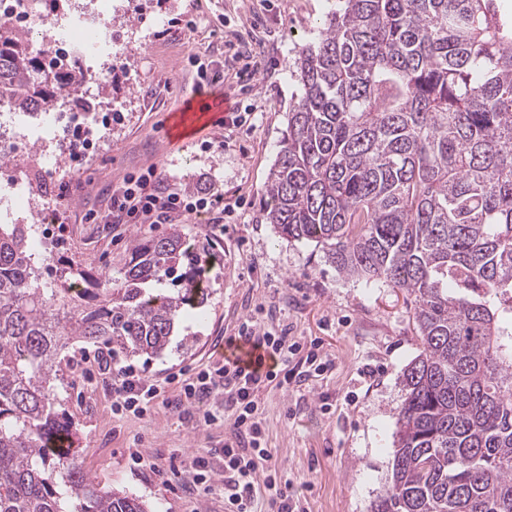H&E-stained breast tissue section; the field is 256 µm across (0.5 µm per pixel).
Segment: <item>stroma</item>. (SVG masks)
<instances>
[{
    "mask_svg": "<svg viewBox=\"0 0 512 512\" xmlns=\"http://www.w3.org/2000/svg\"><path fill=\"white\" fill-rule=\"evenodd\" d=\"M336 0H124L116 27L123 59L104 90L121 109L102 150L75 172H36L54 206L53 223L30 235L40 283L60 285L68 264L85 276H119L133 241L171 228L214 255L204 304L182 316L170 345L158 356L115 352L116 362L164 383L176 398L182 372L216 361L218 345L242 322L259 331L287 329L302 346L318 344L331 361L323 372L287 387L271 382L258 392L266 447L279 481L289 483L303 512H370L391 482L396 419L404 399L403 372L422 351L405 290L380 280L340 273L322 246L291 243L266 221L265 186L287 132L288 105L301 93L294 62L313 41ZM195 21L185 37L187 21ZM218 76L231 106L250 104L240 127L203 129L187 142L168 140L164 119L180 110L199 77L197 62ZM255 77L241 88L238 73ZM224 147L214 150V139ZM156 168L173 188L201 192L209 211L189 221L115 224L112 196L127 176ZM103 348L81 342L65 349L63 408L76 430L75 448L86 472L101 485L148 503L153 512H224V494L182 486L170 466L223 447L232 416L212 425L185 420L158 405L137 418L112 411L110 375L98 360ZM144 464H134L131 449Z\"/></svg>",
    "mask_w": 512,
    "mask_h": 512,
    "instance_id": "stroma-1",
    "label": "stroma"
}]
</instances>
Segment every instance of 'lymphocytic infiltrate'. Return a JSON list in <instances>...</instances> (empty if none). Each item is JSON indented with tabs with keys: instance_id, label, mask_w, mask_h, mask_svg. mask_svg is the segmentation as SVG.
I'll list each match as a JSON object with an SVG mask.
<instances>
[{
	"instance_id": "obj_1",
	"label": "lymphocytic infiltrate",
	"mask_w": 512,
	"mask_h": 512,
	"mask_svg": "<svg viewBox=\"0 0 512 512\" xmlns=\"http://www.w3.org/2000/svg\"><path fill=\"white\" fill-rule=\"evenodd\" d=\"M207 200L172 189L166 178L148 169L146 174L127 179L123 191L112 198V221L116 224H158L171 216L190 218L204 210ZM264 351L269 359L266 371L250 369L240 359L224 358L210 363L183 380L176 409L189 411L207 399L224 403L234 410V436L225 441L221 453L223 469H216L204 455L192 458L188 465L173 468V476L190 486L206 491L222 487L224 512H258L257 490L265 488L276 512H295L296 504L289 487L279 485L270 463L261 421L257 392L263 383L276 379L277 365L288 364L301 346L287 332H257L254 325L242 323L235 351L246 348ZM112 409L115 413L139 418L150 414L165 399V387L143 376L132 366L112 372Z\"/></svg>"
}]
</instances>
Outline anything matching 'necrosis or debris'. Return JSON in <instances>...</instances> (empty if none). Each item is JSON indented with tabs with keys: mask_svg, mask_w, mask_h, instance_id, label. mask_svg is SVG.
<instances>
[{
	"mask_svg": "<svg viewBox=\"0 0 512 512\" xmlns=\"http://www.w3.org/2000/svg\"><path fill=\"white\" fill-rule=\"evenodd\" d=\"M122 9L119 0H73L69 10L51 20L41 19L33 0H0V26L25 30L35 51L50 49L55 68L79 71L83 90H92L112 71L119 54L115 51L112 17ZM120 109L102 113L40 108L18 111L0 107V144L36 139L44 164L56 171L73 170L76 162L92 157L103 147L105 135L119 120ZM81 129L82 148L69 152L64 132ZM38 212L43 223H51L53 209L41 202L12 174L0 186V223L14 224L25 213Z\"/></svg>",
	"mask_w": 512,
	"mask_h": 512,
	"instance_id": "obj_1",
	"label": "necrosis or debris"
}]
</instances>
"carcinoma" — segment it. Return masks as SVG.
Returning a JSON list of instances; mask_svg holds the SVG:
<instances>
[{
  "instance_id": "obj_1",
  "label": "carcinoma",
  "mask_w": 512,
  "mask_h": 512,
  "mask_svg": "<svg viewBox=\"0 0 512 512\" xmlns=\"http://www.w3.org/2000/svg\"><path fill=\"white\" fill-rule=\"evenodd\" d=\"M339 2L298 51L266 218L341 273L414 297L423 351L371 512H512V14L503 0ZM75 95L27 33L0 38V99ZM203 299L177 229L74 294L40 284L25 225L0 224V512H149L48 447L64 427L61 352L158 355Z\"/></svg>"
}]
</instances>
